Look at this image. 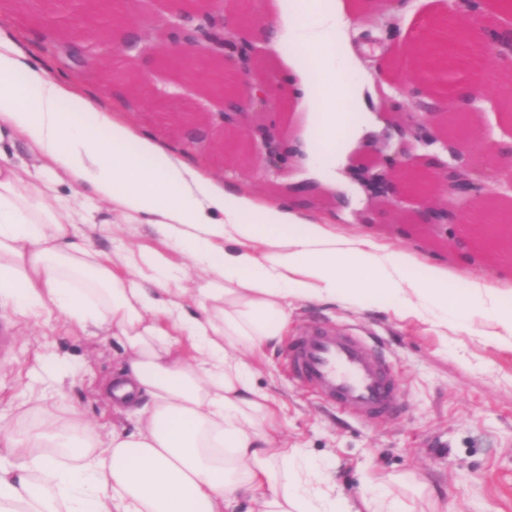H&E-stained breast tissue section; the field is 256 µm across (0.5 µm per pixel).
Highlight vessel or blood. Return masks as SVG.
Wrapping results in <instances>:
<instances>
[{
	"instance_id": "vessel-or-blood-1",
	"label": "vessel or blood",
	"mask_w": 512,
	"mask_h": 512,
	"mask_svg": "<svg viewBox=\"0 0 512 512\" xmlns=\"http://www.w3.org/2000/svg\"><path fill=\"white\" fill-rule=\"evenodd\" d=\"M285 354L291 377L336 408L370 421L405 411L396 364L365 336L310 324L289 338Z\"/></svg>"
}]
</instances>
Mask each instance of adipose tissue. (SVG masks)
Instances as JSON below:
<instances>
[{
    "mask_svg": "<svg viewBox=\"0 0 512 512\" xmlns=\"http://www.w3.org/2000/svg\"><path fill=\"white\" fill-rule=\"evenodd\" d=\"M253 10L271 47L302 49L284 79L297 111L318 113L308 151L315 168L330 167L349 121L325 102L365 103L345 69L355 48L331 54L348 6L254 0ZM315 67L325 81L313 80ZM18 142L41 166L14 153ZM80 198L119 202L208 279L187 293L184 267L160 252L129 255L128 272L116 271L111 253L75 231L89 221ZM415 265L368 235L339 237L286 205L225 190L0 40V314L47 310L111 330L125 356L105 395L138 418L104 441L75 416L23 434L0 419V512H234L244 498L258 512H404L381 484L357 503L339 492L321 463L289 445L281 407L255 375L295 301L489 314L488 340L512 344V308L496 290L477 280L452 290L446 272L430 266L416 278Z\"/></svg>",
    "mask_w": 512,
    "mask_h": 512,
    "instance_id": "ef3b65f1",
    "label": "adipose tissue"
}]
</instances>
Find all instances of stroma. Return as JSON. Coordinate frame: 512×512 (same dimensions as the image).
<instances>
[{
  "instance_id": "obj_1",
  "label": "stroma",
  "mask_w": 512,
  "mask_h": 512,
  "mask_svg": "<svg viewBox=\"0 0 512 512\" xmlns=\"http://www.w3.org/2000/svg\"><path fill=\"white\" fill-rule=\"evenodd\" d=\"M353 3L347 39L376 29L380 40L377 52L364 53L349 66L350 81L387 91L396 83L422 84L427 73L414 48L435 20L445 17L444 0H404L394 9L384 7L380 0L370 8L364 7L363 0ZM43 8V0H26L22 5L17 0H0V39L13 43L29 63L66 81L73 92L94 99L101 111L136 133L158 135L166 152L226 188L258 203L295 205L288 188L311 179L308 158L291 159L274 173L259 157L226 154L222 148L225 134L220 129L212 130L204 143L189 145L182 130L184 113L218 111L217 101L184 89L177 97H166V90L173 88V73L151 58L128 60L118 46L97 49L87 37L64 41L39 35L31 26V17ZM294 51L290 44L277 51L256 40L249 68L252 77L268 74L274 79L278 105L266 114V121L276 125L285 140L300 142L314 115L297 111L282 79L283 57ZM93 55L98 56V64H90ZM497 69L495 54H487L479 63L485 78L478 88L485 99L476 114L471 142L475 160L504 178L512 172V163L498 158L492 148L512 141V121L501 113L502 99L512 98V81L496 78ZM107 70L112 73L108 82L102 78ZM117 85L122 94H114ZM364 153L357 143L339 145L333 171L338 188H321L318 199L305 206V213L336 235L361 231L375 243L413 254L422 265L447 269L449 288H459L460 275L468 272L502 291L504 302L512 303V267L502 265L481 246L476 227L456 225L461 245L451 248L444 237L402 223L397 212L382 215L375 224L363 223V216L374 206L347 169ZM340 192L352 198L350 211L337 209ZM76 231L96 248L111 252L117 262L128 248L172 251L151 225L128 224L103 210L95 212L93 223L77 225ZM288 313L291 336L307 322L319 321L375 338L395 361L403 382L405 414L397 420L369 423L336 410L293 381L284 366L283 346L270 350L259 366L257 383L286 406L280 420L284 435L327 463L341 493L358 499L372 480L387 485L406 512H512V346L485 340L491 317H473L469 330L463 331L457 315L445 320L427 311L408 315L395 302L370 309L338 301L296 302ZM10 329L8 346L0 351L1 414L26 427L38 421L44 407L60 417L74 412L102 437L124 426V417L113 414L98 394L100 382L111 375L122 353L111 333L92 334L49 316L36 324L14 322ZM46 351L75 368L78 375L75 381L55 384L39 406L23 390L43 377L42 354ZM435 493L440 496L436 502L431 499Z\"/></svg>"
}]
</instances>
